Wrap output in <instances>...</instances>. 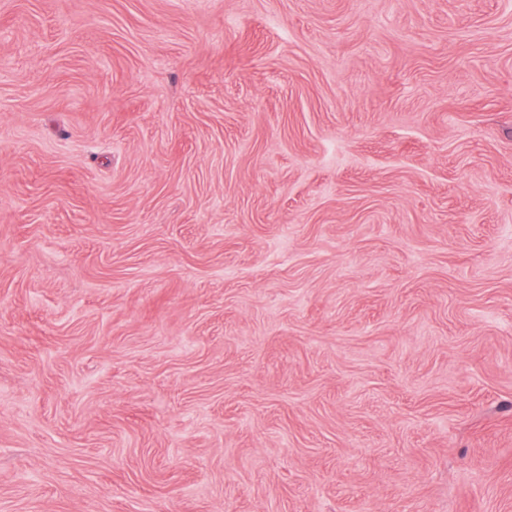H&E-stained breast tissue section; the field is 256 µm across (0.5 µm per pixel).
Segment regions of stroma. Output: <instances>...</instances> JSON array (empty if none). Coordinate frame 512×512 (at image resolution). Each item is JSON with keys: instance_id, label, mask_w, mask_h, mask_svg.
Listing matches in <instances>:
<instances>
[{"instance_id": "obj_1", "label": "stroma", "mask_w": 512, "mask_h": 512, "mask_svg": "<svg viewBox=\"0 0 512 512\" xmlns=\"http://www.w3.org/2000/svg\"><path fill=\"white\" fill-rule=\"evenodd\" d=\"M0 512H512V0H0Z\"/></svg>"}]
</instances>
